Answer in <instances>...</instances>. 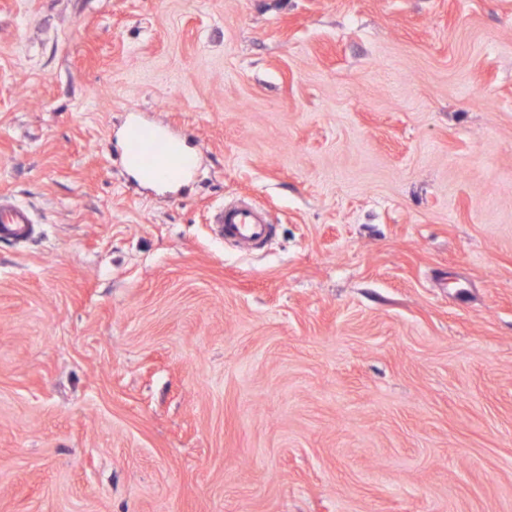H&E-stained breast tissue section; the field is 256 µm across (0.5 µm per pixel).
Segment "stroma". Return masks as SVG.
<instances>
[{"instance_id": "obj_1", "label": "stroma", "mask_w": 512, "mask_h": 512, "mask_svg": "<svg viewBox=\"0 0 512 512\" xmlns=\"http://www.w3.org/2000/svg\"><path fill=\"white\" fill-rule=\"evenodd\" d=\"M1 194L0 512H512V0H0ZM172 141L166 135L160 132H153L151 140L138 150L129 149L130 156L140 170L151 171L154 177L159 180L181 181L195 166L194 158L183 153L177 160V166L169 170L166 166L153 164L151 156L153 154L171 155ZM31 210L24 203L0 199V239L22 242L32 231ZM221 238L253 241L265 237L270 230L262 210L247 204H229L212 215Z\"/></svg>"}]
</instances>
